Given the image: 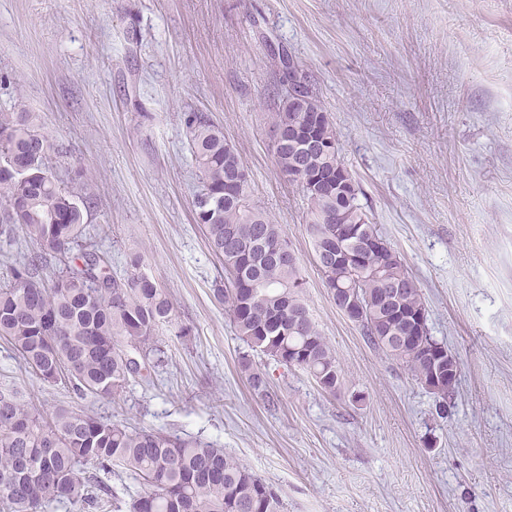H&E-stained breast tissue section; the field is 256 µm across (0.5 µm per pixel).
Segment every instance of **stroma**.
Listing matches in <instances>:
<instances>
[{
	"instance_id": "1",
	"label": "stroma",
	"mask_w": 512,
	"mask_h": 512,
	"mask_svg": "<svg viewBox=\"0 0 512 512\" xmlns=\"http://www.w3.org/2000/svg\"><path fill=\"white\" fill-rule=\"evenodd\" d=\"M277 48L418 281L431 336L461 364L447 417L322 282L310 205L273 154ZM0 110L39 114L60 177L93 197L92 240L112 272L142 255L189 329L162 327L166 363L109 403L42 383L1 339L0 386L47 412L80 404L215 443L285 512H512V0H0ZM187 112L222 127L253 204L282 226L342 369L336 394L249 347L214 301L224 266L195 221Z\"/></svg>"
}]
</instances>
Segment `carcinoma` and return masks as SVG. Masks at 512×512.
I'll list each match as a JSON object with an SVG mask.
<instances>
[{
    "mask_svg": "<svg viewBox=\"0 0 512 512\" xmlns=\"http://www.w3.org/2000/svg\"><path fill=\"white\" fill-rule=\"evenodd\" d=\"M273 125L297 127L296 146L274 151L279 172L295 182L311 206L308 232L314 261L334 299L356 300L364 336L406 363L429 390L438 387L447 411L458 378H448V348L430 335L426 303L417 281L358 202L359 185L346 167L336 129L311 90L305 110L288 104V73ZM184 125L203 180L194 201L196 222L224 265V284L213 289L237 335L269 359L304 369L325 393L336 394L341 371L336 354L312 321L303 300L297 262L288 241L251 202L250 182L224 131L197 112ZM60 153L33 112H0V237L16 229L36 251L13 262L0 284V338L49 385L63 382L79 399L110 402L134 377L147 379L162 365L157 333L172 323L175 304L129 257L127 272L112 275L107 258L92 248L90 199L58 177ZM343 241L355 257L336 258ZM401 284L388 293L385 280ZM119 468L139 481L129 512H284L278 492L237 457L208 442L133 429L106 416L70 408L46 414L21 390L0 388V506L6 512H51L66 504L95 512Z\"/></svg>",
    "mask_w": 512,
    "mask_h": 512,
    "instance_id": "cac0c4a2",
    "label": "carcinoma"
}]
</instances>
